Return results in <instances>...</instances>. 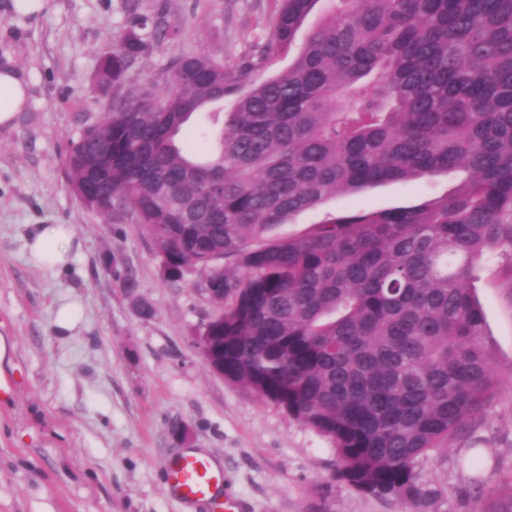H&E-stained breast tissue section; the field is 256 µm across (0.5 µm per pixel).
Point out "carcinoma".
I'll use <instances>...</instances> for the list:
<instances>
[{"label": "carcinoma", "mask_w": 512, "mask_h": 512, "mask_svg": "<svg viewBox=\"0 0 512 512\" xmlns=\"http://www.w3.org/2000/svg\"><path fill=\"white\" fill-rule=\"evenodd\" d=\"M318 2L276 0L250 56L182 54L153 84L131 69L180 29L134 17L102 56L112 95L70 142L67 177L172 266L224 259V379L331 440L349 486L423 512L424 462L495 385L468 279L483 258L512 262V0H327L299 45ZM203 115L220 130L197 157L181 137ZM438 172L463 177L422 204L277 234L329 199Z\"/></svg>", "instance_id": "cac0c4a2"}]
</instances>
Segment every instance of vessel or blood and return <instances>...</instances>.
Wrapping results in <instances>:
<instances>
[{
    "instance_id": "obj_1",
    "label": "vessel or blood",
    "mask_w": 512,
    "mask_h": 512,
    "mask_svg": "<svg viewBox=\"0 0 512 512\" xmlns=\"http://www.w3.org/2000/svg\"><path fill=\"white\" fill-rule=\"evenodd\" d=\"M171 487L185 500H206L212 512H223L225 502L219 494L224 475L209 458L188 454L168 463Z\"/></svg>"
}]
</instances>
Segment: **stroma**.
Wrapping results in <instances>:
<instances>
[{
	"label": "stroma",
	"mask_w": 512,
	"mask_h": 512,
	"mask_svg": "<svg viewBox=\"0 0 512 512\" xmlns=\"http://www.w3.org/2000/svg\"><path fill=\"white\" fill-rule=\"evenodd\" d=\"M0 0V60L29 81L16 124L0 130V512H211L184 502L164 464L193 451L224 470L237 512H415L361 493L336 476L332 442L206 365L196 334L216 311L199 270L167 281L147 230L86 210L65 178L69 140L96 121L110 92L101 56L131 13H164L177 41L131 75L158 79L170 59L207 53L234 63L267 35L274 0H47L17 16ZM458 176L437 173L326 201L281 226L285 235L348 208L379 210L445 194ZM69 225L81 247L68 264H30L34 225ZM138 288L128 294L125 278ZM471 284L485 314L496 387L484 411L422 479L427 512H512V272L481 261ZM153 314L140 316V303ZM75 318L56 325L60 309Z\"/></svg>",
	"instance_id": "35a3bbf8"
}]
</instances>
